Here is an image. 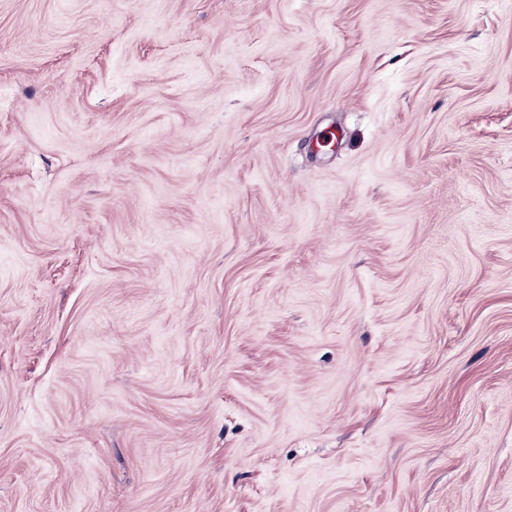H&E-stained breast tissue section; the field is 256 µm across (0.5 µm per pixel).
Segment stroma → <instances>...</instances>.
Masks as SVG:
<instances>
[{"mask_svg": "<svg viewBox=\"0 0 512 512\" xmlns=\"http://www.w3.org/2000/svg\"><path fill=\"white\" fill-rule=\"evenodd\" d=\"M0 512H512V0H0Z\"/></svg>", "mask_w": 512, "mask_h": 512, "instance_id": "35a3bbf8", "label": "stroma"}]
</instances>
